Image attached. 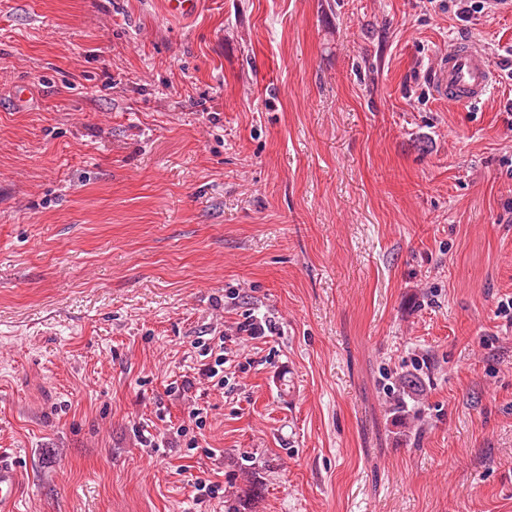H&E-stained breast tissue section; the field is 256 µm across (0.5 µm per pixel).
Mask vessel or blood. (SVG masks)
<instances>
[{"instance_id": "1", "label": "vessel or blood", "mask_w": 512, "mask_h": 512, "mask_svg": "<svg viewBox=\"0 0 512 512\" xmlns=\"http://www.w3.org/2000/svg\"><path fill=\"white\" fill-rule=\"evenodd\" d=\"M495 81L488 54L469 40L452 41L431 74L435 96L456 106L478 103L488 95ZM19 489L18 471L0 458V512H16Z\"/></svg>"}]
</instances>
